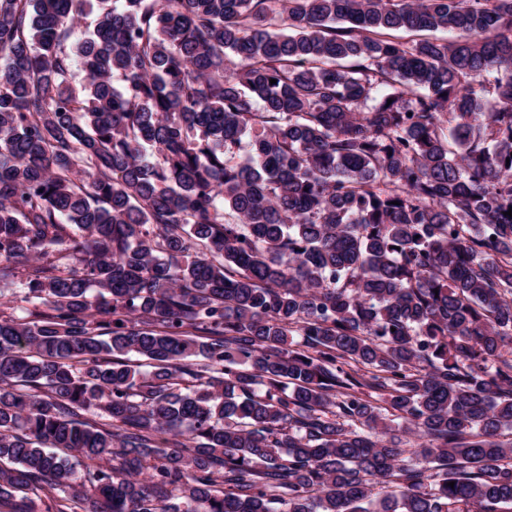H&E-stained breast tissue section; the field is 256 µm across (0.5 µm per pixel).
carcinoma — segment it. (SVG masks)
Returning <instances> with one entry per match:
<instances>
[{
    "label": "carcinoma",
    "mask_w": 512,
    "mask_h": 512,
    "mask_svg": "<svg viewBox=\"0 0 512 512\" xmlns=\"http://www.w3.org/2000/svg\"><path fill=\"white\" fill-rule=\"evenodd\" d=\"M511 207L512 0H0V508L512 506Z\"/></svg>",
    "instance_id": "carcinoma-1"
}]
</instances>
